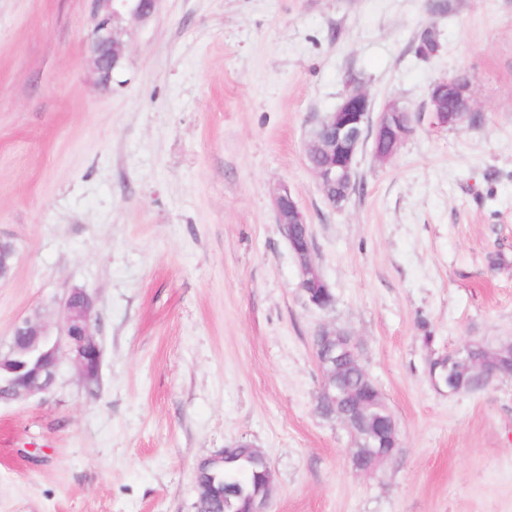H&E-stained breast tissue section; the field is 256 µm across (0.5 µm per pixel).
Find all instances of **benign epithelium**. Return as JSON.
<instances>
[{"mask_svg": "<svg viewBox=\"0 0 512 512\" xmlns=\"http://www.w3.org/2000/svg\"><path fill=\"white\" fill-rule=\"evenodd\" d=\"M155 0H93L92 49L100 81L107 85L123 57L119 22L126 16L145 20L154 11ZM474 112L471 82L466 77H454L437 82L430 93L427 118L431 127L442 130L454 127L464 114ZM415 122L414 113L396 102L387 104L377 117H372L368 95L353 87L346 90L336 109L327 113L312 131L307 141L306 157L320 185L335 187L348 195L354 184L356 155L367 133L373 135V158L384 164L397 152ZM275 207L284 236L297 257L301 288L307 302L317 308L328 305L318 299L317 291L331 292L311 259L312 233L287 186H281L275 196ZM12 246L0 241V280L12 267ZM65 321L58 334L45 324L25 318L15 324L7 347L0 346V370L20 374L13 383L12 398L20 399L46 392L55 383L60 356L70 354L84 378L98 375L100 347L91 332L94 316L93 301L86 291L75 289L64 299ZM313 346L321 384L318 399L337 409L339 421L352 435L360 452L352 454L353 466L363 473L376 471L390 460L400 447L398 424L393 415L371 416L360 395L350 391L340 374L347 363L360 361V341L335 329H321ZM473 344L448 352V394L487 386L495 378H511L512 362L502 356L511 349L503 344L480 361L472 358ZM199 496L221 501L224 488L205 481L196 472Z\"/></svg>", "mask_w": 512, "mask_h": 512, "instance_id": "benign-epithelium-1", "label": "benign epithelium"}]
</instances>
